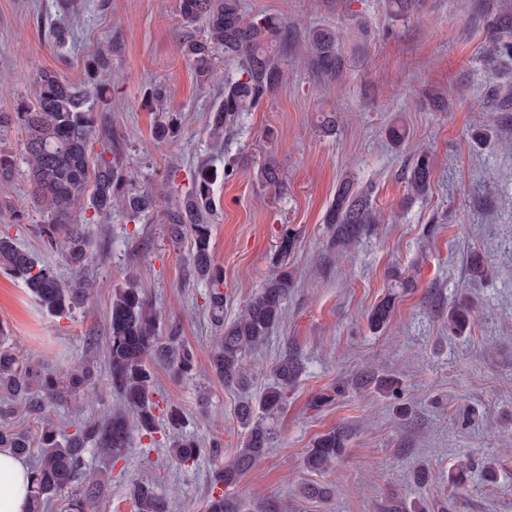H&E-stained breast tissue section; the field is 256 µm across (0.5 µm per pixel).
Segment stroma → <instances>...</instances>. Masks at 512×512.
I'll use <instances>...</instances> for the list:
<instances>
[{"mask_svg": "<svg viewBox=\"0 0 512 512\" xmlns=\"http://www.w3.org/2000/svg\"><path fill=\"white\" fill-rule=\"evenodd\" d=\"M246 13L285 18L293 34L275 92L242 113L213 145L207 120L236 69L219 64L197 80L181 51L203 36L178 14V0H0V112L33 94L38 73L85 76L101 48L109 61L104 116L120 138L128 172L153 198L133 218L116 211L95 225V259L87 269L46 249L47 216L30 199L21 164L24 135L13 128L0 147L18 162L0 181V233L9 234L65 281L93 280L84 306L48 315L20 280L0 273V329L28 361L57 372L97 363L95 392L55 408L59 424L100 420L117 401L105 360L108 310L115 288L135 277L161 316V333L177 331L196 352L189 377L155 370L161 398L179 405L184 432L219 454L172 461L166 448L145 451L133 439L119 460L87 453L81 481H107L92 512H135L133 481L154 484L173 512H205L210 475L244 440L237 407L258 403L267 375L284 353L304 366L281 413L269 418L272 450L233 488L242 512H512V62H491L492 20L512 17V0H420L395 18L386 0H241ZM340 31L339 78L317 74L301 35L310 27ZM443 97L444 111L433 107ZM334 117L326 129L325 117ZM176 134L156 144L157 125ZM408 145L394 147L391 125ZM432 162L426 194L406 175L415 153ZM275 161L278 187L260 177ZM213 174L211 253L224 271L225 320L238 316L277 270L284 231L297 239L288 255L295 286L283 320L247 357L253 384L225 385L212 373L208 286L189 274L190 245H173L167 213L186 200L199 170ZM353 178L370 191L380 224L344 256L327 254L324 215L336 187ZM482 256L489 275L471 279L465 256ZM412 287L396 288L395 276ZM397 300L390 324L372 329L368 315L388 292ZM467 302L470 324L448 331V311ZM398 380L399 396L356 379L364 370ZM341 431L346 451L327 470L304 457L322 434ZM465 465L460 484L451 472ZM333 488L331 498L306 485Z\"/></svg>", "mask_w": 512, "mask_h": 512, "instance_id": "1", "label": "stroma"}]
</instances>
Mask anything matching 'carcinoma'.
I'll return each instance as SVG.
<instances>
[{
  "mask_svg": "<svg viewBox=\"0 0 512 512\" xmlns=\"http://www.w3.org/2000/svg\"><path fill=\"white\" fill-rule=\"evenodd\" d=\"M179 11L186 24L200 22L205 29L204 38L184 44V54L197 80H209L221 58L238 67V77L224 85L222 100L209 113V135L217 141L239 113L258 106L282 82L280 57L287 45L288 25L274 15L246 14L240 0H179ZM492 28L498 34L496 58L512 60V27L497 20ZM303 42L317 73L332 77L341 72L342 58L337 52L334 28H310L303 34ZM107 56L102 51L92 59L86 78L79 83L53 70L41 71L33 100L21 101L14 112L0 113V129L16 125L24 130L23 160L30 195L47 214L41 237L51 247L61 244L66 263L80 269L92 259L91 225L109 217L114 208L138 214L153 204L151 195L136 187L124 167L123 153L112 138V129L101 121L100 112L106 108L107 99L97 73L106 64ZM96 142L102 148L97 154L93 153ZM431 171L429 157L418 155L408 171L411 189L424 192ZM89 209L92 216H84ZM212 216L211 179L203 174L190 198L171 208L167 230L174 242L187 233L192 236L191 270L209 284V316L216 339L208 355L211 371L226 385L247 386L252 374L246 356L263 345L281 323L295 279L287 264L280 263L278 272L247 303L243 313L230 322L224 321V274L213 264L210 254ZM324 222L329 234L328 249L340 254L374 230L379 217L369 193L356 189L354 180L347 177L336 189ZM0 272L21 280L52 316L73 314L91 293L89 281H63L52 265L36 258L9 236H0ZM395 299L389 294L373 307L368 317L372 327L378 329L389 323ZM108 319L106 356L112 393L132 414L116 412L101 421H83L71 434L61 432L49 419H42L29 512H47L54 499L62 495L66 501L64 512H87L91 503L104 498L107 487L101 482L71 490L85 465V454L94 450L102 456H117L129 445L134 430L141 436H153L157 431V403L152 400L154 368L165 366L179 378L194 370V349L178 336L162 339L160 319L148 307L135 280L130 279L115 290ZM469 322L465 305H455L448 311L451 334H463ZM301 370L297 358L283 355L271 369V382L258 407L247 402L238 407L244 441L234 458L215 467L208 512H237L227 490L269 454L271 430L265 417L283 408L288 386ZM93 374L92 361L72 366L59 377L47 373L23 361L0 329V448H9L17 455H25L31 448L29 436L10 426L13 400H21L30 411L44 414L76 399L91 385ZM165 415L173 431L169 454L181 465L195 462L203 448L196 438L177 433L183 420L181 408L169 403ZM345 448L342 433L334 430L321 435L305 457L306 468L314 472L326 469L344 454ZM129 495L136 512H171L168 498L148 483H131Z\"/></svg>",
  "mask_w": 512,
  "mask_h": 512,
  "instance_id": "obj_1",
  "label": "carcinoma"
}]
</instances>
